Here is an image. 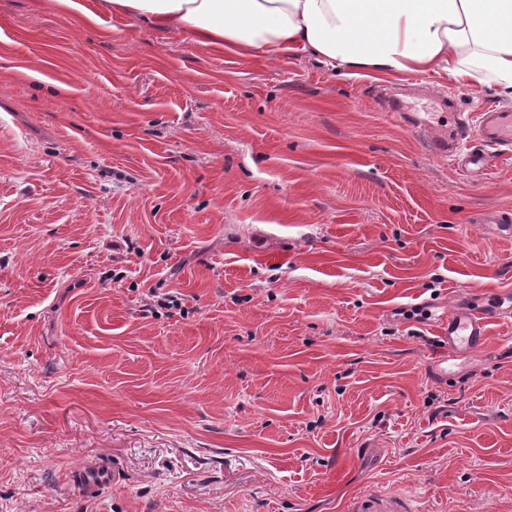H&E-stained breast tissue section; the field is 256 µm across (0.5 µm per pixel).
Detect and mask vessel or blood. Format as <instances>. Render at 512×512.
<instances>
[{
	"label": "vessel or blood",
	"instance_id": "obj_1",
	"mask_svg": "<svg viewBox=\"0 0 512 512\" xmlns=\"http://www.w3.org/2000/svg\"><path fill=\"white\" fill-rule=\"evenodd\" d=\"M436 148L457 157V166L470 176L485 174L492 162L512 153V112L487 110L457 118L448 139ZM492 315L487 309L451 308L447 317L448 349L451 354L476 351L483 345ZM73 479L88 488L112 480V468L100 461L89 469L74 471ZM349 512H412L406 497L368 496L350 505Z\"/></svg>",
	"mask_w": 512,
	"mask_h": 512
}]
</instances>
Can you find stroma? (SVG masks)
I'll use <instances>...</instances> for the list:
<instances>
[{
  "mask_svg": "<svg viewBox=\"0 0 512 512\" xmlns=\"http://www.w3.org/2000/svg\"><path fill=\"white\" fill-rule=\"evenodd\" d=\"M100 2L0 0V512H512V156L475 180L428 144L494 88ZM470 305L498 316L448 359ZM73 481L81 483L87 488H94L98 484L112 482V468L109 462L101 460L90 469H78L73 473ZM350 512H412L409 500L401 495L368 496L353 501Z\"/></svg>",
  "mask_w": 512,
  "mask_h": 512,
  "instance_id": "35a3bbf8",
  "label": "stroma"
}]
</instances>
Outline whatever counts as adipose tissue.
I'll list each match as a JSON object with an SVG mask.
<instances>
[{
  "label": "adipose tissue",
  "mask_w": 512,
  "mask_h": 512,
  "mask_svg": "<svg viewBox=\"0 0 512 512\" xmlns=\"http://www.w3.org/2000/svg\"><path fill=\"white\" fill-rule=\"evenodd\" d=\"M220 49L306 52L332 66L442 73L512 98V0H103Z\"/></svg>",
  "instance_id": "obj_1"
}]
</instances>
